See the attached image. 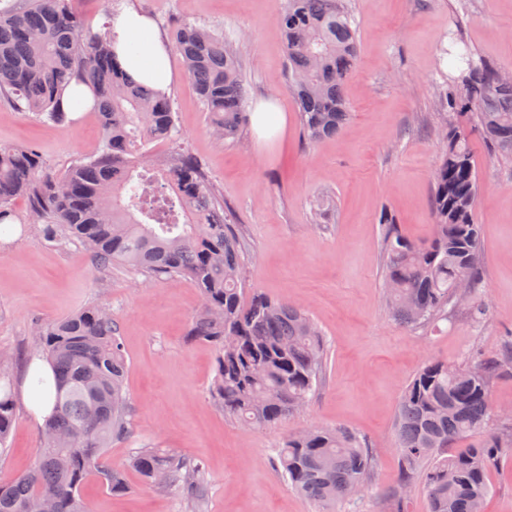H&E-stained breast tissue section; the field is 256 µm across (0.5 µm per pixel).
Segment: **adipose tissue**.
Masks as SVG:
<instances>
[{"instance_id":"1","label":"adipose tissue","mask_w":512,"mask_h":512,"mask_svg":"<svg viewBox=\"0 0 512 512\" xmlns=\"http://www.w3.org/2000/svg\"><path fill=\"white\" fill-rule=\"evenodd\" d=\"M112 46L126 70L161 91H169L173 73L169 46L161 37L153 18L141 11L128 8L110 22ZM52 380V368L45 360L34 359L21 386V398L37 419L50 415L53 395L46 387H39L37 379Z\"/></svg>"}]
</instances>
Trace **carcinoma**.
Listing matches in <instances>:
<instances>
[{"label": "carcinoma", "mask_w": 512, "mask_h": 512, "mask_svg": "<svg viewBox=\"0 0 512 512\" xmlns=\"http://www.w3.org/2000/svg\"><path fill=\"white\" fill-rule=\"evenodd\" d=\"M286 47L288 92L303 137L313 143L337 134L351 112L344 95L358 64L359 31L346 0H284L278 20ZM173 48L218 139L235 142L247 122V91L237 51L224 34L185 23ZM442 105L470 119L500 153L512 156V80L466 52L459 57ZM73 81L93 93L103 130L101 153L50 176L31 146L0 145V226L12 202L28 199L35 221L61 243L92 252L99 269L120 262L155 278L187 277L202 302L187 338L216 350L211 395L224 414L252 429L275 424L306 406L319 384L324 343L303 309L254 290L245 293L243 249L224 219V205L194 157L181 152L161 163L150 145L177 137L170 97L126 72L110 31L94 33L70 0H30L19 12L0 8V94L22 112L63 120V90ZM433 170L434 235L417 243L393 215L384 224L386 305L409 326L447 315L456 286L475 287L481 237L474 210L478 177L466 126L447 125ZM35 354L52 367L55 401L42 430L43 446L21 475L0 483V512H31L45 496L56 512L90 508L83 487L94 480L116 495L127 491L123 470L106 449L132 436L127 359L112 310L86 307L39 324ZM497 358L462 366L430 361L406 384L399 401L395 448L402 461L398 497L419 484L429 512H471L485 506L489 474L512 458V439L486 432L490 382ZM16 421L9 371H0V456ZM478 441L448 453L455 442ZM291 486L337 512L365 489L373 455L349 430L314 427L276 449ZM127 466L157 489H178L193 505L206 495L201 467L157 446L135 451Z\"/></svg>", "instance_id": "cac0c4a2"}]
</instances>
